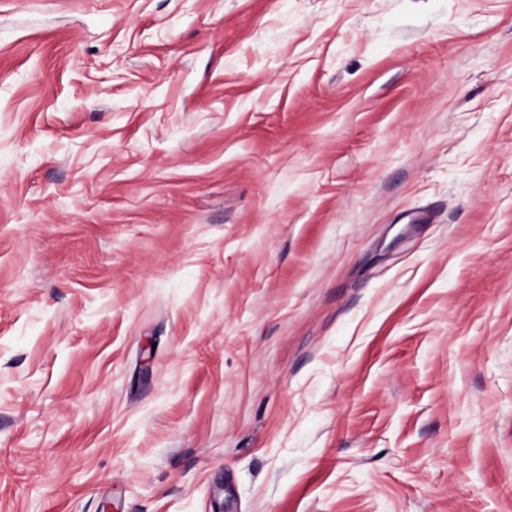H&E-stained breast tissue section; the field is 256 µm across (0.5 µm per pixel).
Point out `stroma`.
Instances as JSON below:
<instances>
[{
    "label": "stroma",
    "instance_id": "35a3bbf8",
    "mask_svg": "<svg viewBox=\"0 0 512 512\" xmlns=\"http://www.w3.org/2000/svg\"><path fill=\"white\" fill-rule=\"evenodd\" d=\"M107 505L512 512V0H0V512Z\"/></svg>",
    "mask_w": 512,
    "mask_h": 512
}]
</instances>
